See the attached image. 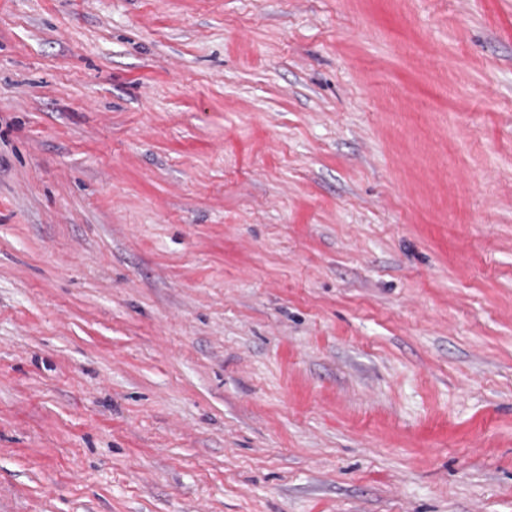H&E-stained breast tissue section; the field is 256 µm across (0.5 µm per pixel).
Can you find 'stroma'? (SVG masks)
I'll list each match as a JSON object with an SVG mask.
<instances>
[{"mask_svg":"<svg viewBox=\"0 0 512 512\" xmlns=\"http://www.w3.org/2000/svg\"><path fill=\"white\" fill-rule=\"evenodd\" d=\"M0 512H512V0H0Z\"/></svg>","mask_w":512,"mask_h":512,"instance_id":"obj_1","label":"stroma"}]
</instances>
